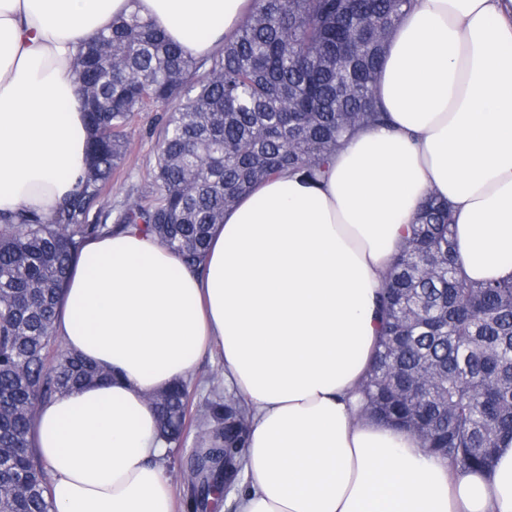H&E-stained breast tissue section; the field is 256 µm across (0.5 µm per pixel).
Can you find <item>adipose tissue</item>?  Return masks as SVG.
<instances>
[{
  "mask_svg": "<svg viewBox=\"0 0 512 512\" xmlns=\"http://www.w3.org/2000/svg\"><path fill=\"white\" fill-rule=\"evenodd\" d=\"M253 0H0V218L51 216L89 132L73 60L139 11L204 58ZM386 125L325 179L282 172L212 230L200 270L135 231L87 241L56 327L111 369L40 405L34 446L57 512H174L148 396L218 353L251 416L236 512H512V440L455 473L409 432L360 418L374 301L429 196L448 201L474 281L512 278V0H413L383 58Z\"/></svg>",
  "mask_w": 512,
  "mask_h": 512,
  "instance_id": "adipose-tissue-1",
  "label": "adipose tissue"
}]
</instances>
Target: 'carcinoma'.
<instances>
[{
  "label": "carcinoma",
  "instance_id": "obj_1",
  "mask_svg": "<svg viewBox=\"0 0 512 512\" xmlns=\"http://www.w3.org/2000/svg\"><path fill=\"white\" fill-rule=\"evenodd\" d=\"M412 0H254L223 50L192 58L133 12L73 67L89 128L85 176L52 218L0 223V512H56L33 447L40 403L112 372L61 346L55 309L90 238L139 231L189 268L210 229L253 186L289 169L321 180L345 133L382 124L375 84ZM163 109L149 189L99 207L139 112ZM381 332L362 383L368 416L410 428L460 472L489 469L512 437V279L472 282L457 262L448 203L429 198L376 295ZM189 414V384L152 394L168 445L197 430L185 468L193 512H214L242 479L249 410L234 393Z\"/></svg>",
  "mask_w": 512,
  "mask_h": 512
}]
</instances>
